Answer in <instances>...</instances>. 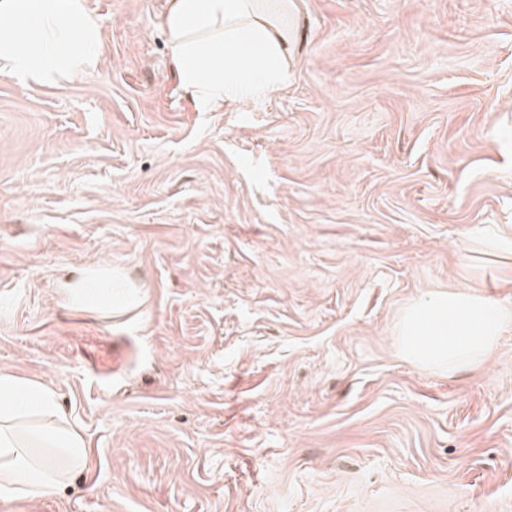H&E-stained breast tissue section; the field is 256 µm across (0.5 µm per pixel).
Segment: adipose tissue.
Wrapping results in <instances>:
<instances>
[{
    "label": "adipose tissue",
    "instance_id": "adipose-tissue-1",
    "mask_svg": "<svg viewBox=\"0 0 512 512\" xmlns=\"http://www.w3.org/2000/svg\"><path fill=\"white\" fill-rule=\"evenodd\" d=\"M160 26L179 88L199 111L261 99L284 84L299 27L296 0H170ZM101 24L79 0H0V73L52 85L98 64ZM112 272L66 286L68 306L100 305ZM512 326V310L471 290L437 292L412 304L399 327L403 353L428 368H477ZM81 432L46 385L0 374V501L35 498L80 468Z\"/></svg>",
    "mask_w": 512,
    "mask_h": 512
}]
</instances>
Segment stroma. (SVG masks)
<instances>
[{
  "label": "stroma",
  "instance_id": "1",
  "mask_svg": "<svg viewBox=\"0 0 512 512\" xmlns=\"http://www.w3.org/2000/svg\"><path fill=\"white\" fill-rule=\"evenodd\" d=\"M96 69L0 74V373L84 436L0 512H512V328L405 358L437 289L512 308V0H299L282 88L198 111L169 0H81ZM109 267L140 303L65 284ZM106 284H112V269L92 271L64 288V301L71 307H98L105 298L101 287Z\"/></svg>",
  "mask_w": 512,
  "mask_h": 512
}]
</instances>
